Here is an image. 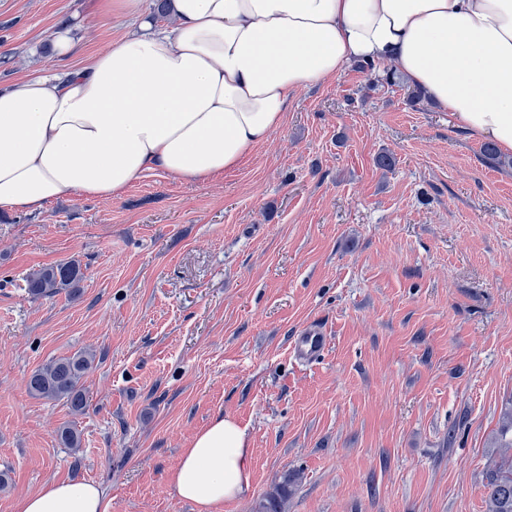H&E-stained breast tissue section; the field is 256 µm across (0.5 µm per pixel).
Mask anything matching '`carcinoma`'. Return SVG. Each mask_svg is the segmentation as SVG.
Returning a JSON list of instances; mask_svg holds the SVG:
<instances>
[{"label": "carcinoma", "instance_id": "carcinoma-1", "mask_svg": "<svg viewBox=\"0 0 512 512\" xmlns=\"http://www.w3.org/2000/svg\"><path fill=\"white\" fill-rule=\"evenodd\" d=\"M84 273L74 261L43 266L26 277L27 293L34 299L77 292ZM96 354L91 350L52 359L32 372L27 388L31 395L46 400H63L70 411L82 415L88 411L82 380L93 368ZM497 440L499 447L512 448V405L504 412ZM286 475L274 491L261 498L253 512H285L288 486ZM483 497L487 512H512V456H503L486 477Z\"/></svg>", "mask_w": 512, "mask_h": 512}]
</instances>
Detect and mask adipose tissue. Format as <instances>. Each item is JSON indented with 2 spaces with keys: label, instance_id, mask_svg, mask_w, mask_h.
<instances>
[{
  "label": "adipose tissue",
  "instance_id": "obj_1",
  "mask_svg": "<svg viewBox=\"0 0 512 512\" xmlns=\"http://www.w3.org/2000/svg\"><path fill=\"white\" fill-rule=\"evenodd\" d=\"M66 80L0 89V209L77 193L120 196L144 173L196 182L236 168L279 128L298 88L357 63L389 65L460 129L512 155V0H171ZM245 428L216 417L170 481L198 512L250 489ZM100 486L51 481L15 512H109Z\"/></svg>",
  "mask_w": 512,
  "mask_h": 512
}]
</instances>
